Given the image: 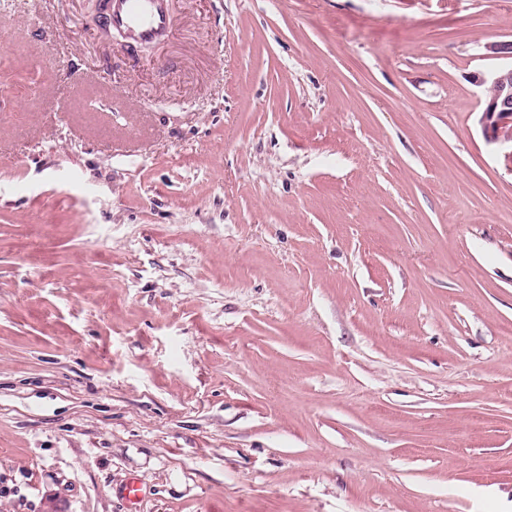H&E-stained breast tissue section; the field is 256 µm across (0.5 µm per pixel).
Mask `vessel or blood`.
<instances>
[{
  "label": "vessel or blood",
  "instance_id": "b4317fda",
  "mask_svg": "<svg viewBox=\"0 0 512 512\" xmlns=\"http://www.w3.org/2000/svg\"><path fill=\"white\" fill-rule=\"evenodd\" d=\"M110 30L132 43L164 41L171 30L167 0H105Z\"/></svg>",
  "mask_w": 512,
  "mask_h": 512
}]
</instances>
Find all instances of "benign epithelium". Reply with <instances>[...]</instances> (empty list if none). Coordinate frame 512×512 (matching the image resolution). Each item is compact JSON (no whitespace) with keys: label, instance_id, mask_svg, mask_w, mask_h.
Instances as JSON below:
<instances>
[{"label":"benign epithelium","instance_id":"1","mask_svg":"<svg viewBox=\"0 0 512 512\" xmlns=\"http://www.w3.org/2000/svg\"><path fill=\"white\" fill-rule=\"evenodd\" d=\"M482 58L512 60V41L484 44ZM471 81L481 91L479 124L483 138L504 151V157L512 164V63L476 72Z\"/></svg>","mask_w":512,"mask_h":512}]
</instances>
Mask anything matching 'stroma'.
<instances>
[{
    "label": "stroma",
    "mask_w": 512,
    "mask_h": 512,
    "mask_svg": "<svg viewBox=\"0 0 512 512\" xmlns=\"http://www.w3.org/2000/svg\"><path fill=\"white\" fill-rule=\"evenodd\" d=\"M169 4L0 0V512H512V0ZM107 25L136 44L164 41L171 30L167 0H104ZM480 88L479 124L487 144L504 151L512 165V63L471 75Z\"/></svg>",
    "instance_id": "obj_1"
}]
</instances>
